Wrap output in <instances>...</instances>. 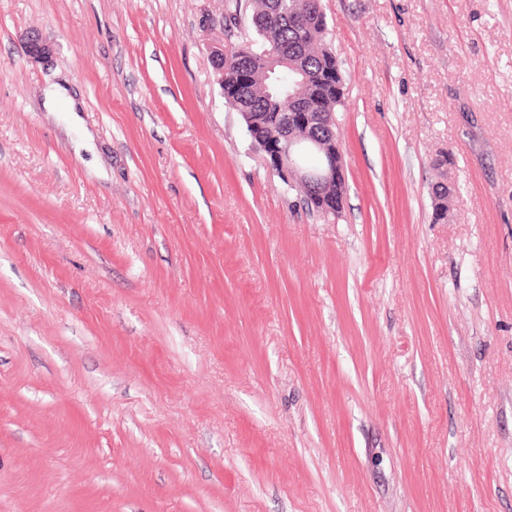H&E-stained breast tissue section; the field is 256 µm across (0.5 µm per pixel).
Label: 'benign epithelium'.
Returning a JSON list of instances; mask_svg holds the SVG:
<instances>
[{
	"label": "benign epithelium",
	"instance_id": "benign-epithelium-1",
	"mask_svg": "<svg viewBox=\"0 0 512 512\" xmlns=\"http://www.w3.org/2000/svg\"><path fill=\"white\" fill-rule=\"evenodd\" d=\"M275 131L270 135L252 136L258 152L266 164L280 169L288 180L298 182L307 192L312 207L323 217H337L343 209L344 197L332 192L331 185L344 175L340 149L331 153L326 150V142H336L335 120L323 112H308L303 104L296 105L294 111L284 113L274 123ZM304 129V137L297 136ZM323 154L316 165H308L297 159L302 143ZM455 186L442 185L432 191L436 215L445 214V208L452 205Z\"/></svg>",
	"mask_w": 512,
	"mask_h": 512
}]
</instances>
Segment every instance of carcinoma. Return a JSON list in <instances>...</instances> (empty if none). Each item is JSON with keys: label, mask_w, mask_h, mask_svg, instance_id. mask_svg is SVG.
Returning <instances> with one entry per match:
<instances>
[{"label": "carcinoma", "mask_w": 512, "mask_h": 512, "mask_svg": "<svg viewBox=\"0 0 512 512\" xmlns=\"http://www.w3.org/2000/svg\"><path fill=\"white\" fill-rule=\"evenodd\" d=\"M251 9L255 37L233 50L224 64V100L251 113L254 125L273 112H288V94L306 100L313 112L336 113L343 77L326 46V15L320 0H228L224 21Z\"/></svg>", "instance_id": "carcinoma-1"}]
</instances>
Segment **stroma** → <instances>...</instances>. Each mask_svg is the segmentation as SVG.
<instances>
[{"instance_id": "obj_1", "label": "stroma", "mask_w": 512, "mask_h": 512, "mask_svg": "<svg viewBox=\"0 0 512 512\" xmlns=\"http://www.w3.org/2000/svg\"><path fill=\"white\" fill-rule=\"evenodd\" d=\"M225 4L0 0V512H512V0H322L333 221Z\"/></svg>"}]
</instances>
